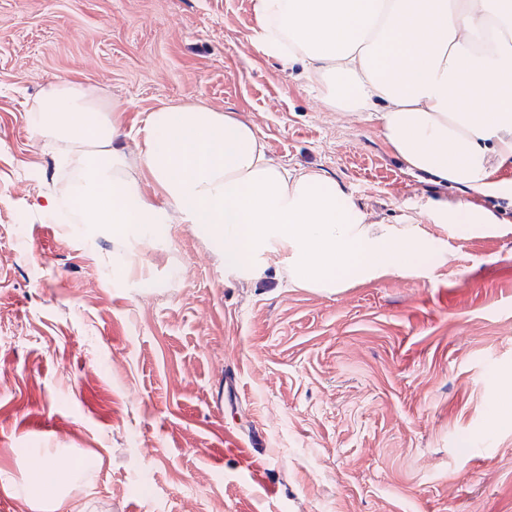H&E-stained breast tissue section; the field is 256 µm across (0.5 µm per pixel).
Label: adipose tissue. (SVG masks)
<instances>
[{
  "mask_svg": "<svg viewBox=\"0 0 512 512\" xmlns=\"http://www.w3.org/2000/svg\"><path fill=\"white\" fill-rule=\"evenodd\" d=\"M255 13L266 53L301 64L330 109L376 113L410 169L493 190L496 167L512 159V0H255ZM118 111L73 81L29 106L34 135L60 148L63 196L89 236L161 244L176 213L225 270L250 280L276 268L329 293L433 258L418 225L368 223L339 184L270 164L253 128L192 102L147 117L140 161L164 199L153 204L112 148ZM428 219L469 234L493 222L462 202Z\"/></svg>",
  "mask_w": 512,
  "mask_h": 512,
  "instance_id": "obj_1",
  "label": "adipose tissue"
}]
</instances>
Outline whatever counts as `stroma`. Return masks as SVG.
I'll return each mask as SVG.
<instances>
[{"label": "stroma", "mask_w": 512, "mask_h": 512, "mask_svg": "<svg viewBox=\"0 0 512 512\" xmlns=\"http://www.w3.org/2000/svg\"><path fill=\"white\" fill-rule=\"evenodd\" d=\"M257 27L253 0H0V512H67L23 493L41 448L84 512H512V161L486 193L408 169ZM62 80L120 106L112 147L153 202L146 116L201 103L434 257L326 294L239 279L189 224L130 250L56 223L67 172L28 107ZM448 202L494 229L427 220Z\"/></svg>", "instance_id": "obj_1"}]
</instances>
